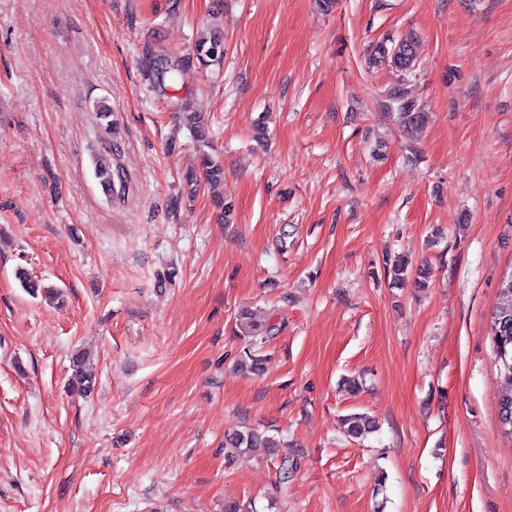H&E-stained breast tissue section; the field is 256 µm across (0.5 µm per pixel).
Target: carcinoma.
<instances>
[{"instance_id": "cac0c4a2", "label": "carcinoma", "mask_w": 512, "mask_h": 512, "mask_svg": "<svg viewBox=\"0 0 512 512\" xmlns=\"http://www.w3.org/2000/svg\"><path fill=\"white\" fill-rule=\"evenodd\" d=\"M197 61L208 66H219L224 60V38L215 32L210 37L198 41L194 48ZM417 61V41L412 34L397 40L387 39L377 43L370 54V64L378 67L387 65L402 74L399 83L385 96L384 108L401 127L412 129L425 122L424 108L411 97L405 84L410 81ZM160 82L175 81L183 72L182 61H173L165 67L156 68ZM119 146L112 140H100L99 149L93 155L94 175L105 187L107 194L115 193V186L124 182L122 168L117 162ZM387 273L393 286L403 285L410 277L409 265L402 259L387 262ZM238 332L247 340V346L239 356L237 366L241 370L258 374L263 371L265 358L259 350L273 336L274 327L258 325L250 321L247 313L237 318ZM492 336L499 364L502 384L499 390V428L502 437L512 442V272L507 274L499 287V302L492 314ZM83 356L73 359V386L78 392L86 394L93 388V380L82 368ZM347 434L360 438L375 427V421L364 414H353L345 419ZM279 443L255 429L245 428L224 439L225 454L230 457L253 454L260 450L268 454L275 453Z\"/></svg>"}]
</instances>
